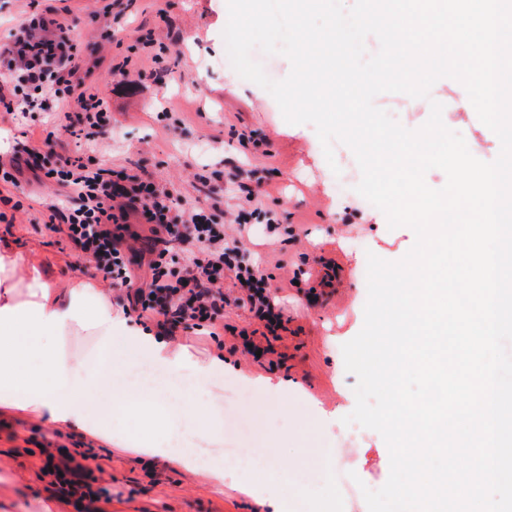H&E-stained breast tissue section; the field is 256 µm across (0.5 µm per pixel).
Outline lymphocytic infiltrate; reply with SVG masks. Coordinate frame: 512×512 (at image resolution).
<instances>
[{
    "mask_svg": "<svg viewBox=\"0 0 512 512\" xmlns=\"http://www.w3.org/2000/svg\"><path fill=\"white\" fill-rule=\"evenodd\" d=\"M72 29V22L55 10H30L17 18L9 40L0 43V70L8 75L0 107L36 108L53 122L61 114L77 113V123L63 129L93 148L112 126V108L81 75V49ZM56 145V133L49 130L25 155L0 160V185L19 187L27 171L60 189L61 200L44 206V230L76 245L85 266L125 289L127 309L138 320L154 322L163 334L179 323L189 329L222 326L224 274L231 271L246 290L255 317L268 327L281 326L283 313L266 275L240 247L225 241V225L245 227L243 205L254 202L253 193H246L244 203L225 208L224 172L216 169L199 178L206 189L203 201L188 205L147 172L66 156ZM132 212L152 226L159 244L148 264L149 278L140 286L131 274L133 248L114 230ZM187 238L197 250L177 259L173 245Z\"/></svg>",
    "mask_w": 512,
    "mask_h": 512,
    "instance_id": "1",
    "label": "lymphocytic infiltrate"
}]
</instances>
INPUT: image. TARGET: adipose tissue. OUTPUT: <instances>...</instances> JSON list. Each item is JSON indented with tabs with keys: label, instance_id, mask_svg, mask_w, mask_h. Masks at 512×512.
<instances>
[{
	"label": "adipose tissue",
	"instance_id": "adipose-tissue-1",
	"mask_svg": "<svg viewBox=\"0 0 512 512\" xmlns=\"http://www.w3.org/2000/svg\"><path fill=\"white\" fill-rule=\"evenodd\" d=\"M20 260L10 244H0V407L109 442L128 408L144 395L148 406L171 408L175 417L163 422L161 436L138 441L137 452L203 471L217 487L245 474L241 462L198 455L196 441L218 436L206 415L192 404L176 402L169 382L139 373L144 357L153 367L200 385L223 371V362L196 359L129 327L123 310L93 283L57 288L39 268L21 267ZM67 334L95 337L96 344L86 353L69 354L59 345ZM116 359L128 376L126 394L106 402L100 397L102 367Z\"/></svg>",
	"mask_w": 512,
	"mask_h": 512
}]
</instances>
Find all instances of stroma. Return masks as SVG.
Masks as SVG:
<instances>
[{"mask_svg":"<svg viewBox=\"0 0 512 512\" xmlns=\"http://www.w3.org/2000/svg\"><path fill=\"white\" fill-rule=\"evenodd\" d=\"M69 8L78 19L75 38L81 47L99 42L101 25L114 40L106 61L95 70L93 86L112 106V128L96 159L129 168L146 167L183 198L201 195L196 179L204 165L220 160L224 175L254 190L261 211L241 238L251 259L270 277V292L285 316L282 327L268 330L247 308H224L218 336L177 329L166 337L170 347L199 359H219L224 378L248 392L236 413L223 400L199 405L224 422V433L246 448L270 449V459L289 474L283 487L288 512H368L366 505L347 508L336 484L303 485L297 471L317 470L303 454L332 438L365 485L383 486L390 472L382 436L360 429L348 441L343 422L356 404L357 378L346 371L341 347L364 324L367 279L361 273L366 252L387 261L402 259L413 245L407 227L389 228L378 208H361L355 199L336 194L338 173L360 179L350 149L336 153L328 165L312 125L287 123L272 95L240 77L228 60L222 32L228 21L226 0H38V10ZM152 32L166 48V61L178 65L182 82L133 85L110 72V60L128 53L139 30ZM465 88L440 79L429 98L384 93L374 103L392 112L403 126H422L431 101H456L443 111L444 124L464 132L477 145L478 159L491 162L500 152L497 136L467 109ZM54 187L24 176L13 197L19 210L0 221V242L8 241L25 263L39 266L58 288L92 278L78 249L59 242L40 227L41 203L53 200ZM277 224H266L264 212ZM279 382L270 393L267 381ZM81 452V463L98 470L94 499L61 503L57 512H270L257 499L232 488L217 490L200 471L145 458L117 445L70 429L56 430L43 419L0 410V512H42L58 485L44 470L43 445Z\"/></svg>","mask_w":512,"mask_h":512,"instance_id":"stroma-1","label":"stroma"}]
</instances>
